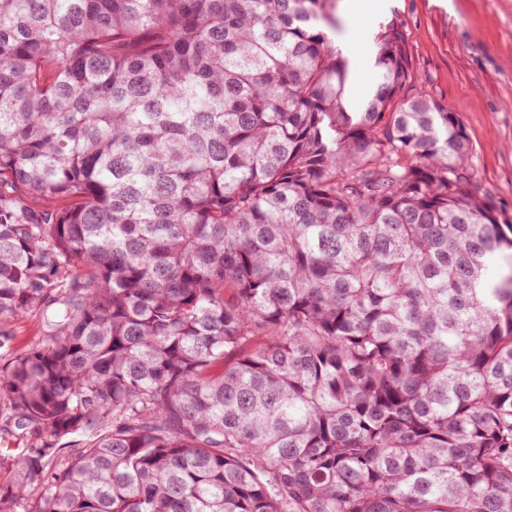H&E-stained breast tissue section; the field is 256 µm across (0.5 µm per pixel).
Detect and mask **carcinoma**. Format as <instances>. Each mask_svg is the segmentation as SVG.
<instances>
[{
    "mask_svg": "<svg viewBox=\"0 0 512 512\" xmlns=\"http://www.w3.org/2000/svg\"><path fill=\"white\" fill-rule=\"evenodd\" d=\"M327 2L0 0V512H512V217ZM13 336L8 344L0 346V364L21 350L28 349L36 344H41L43 336L41 318L33 312L19 317L8 326Z\"/></svg>",
    "mask_w": 512,
    "mask_h": 512,
    "instance_id": "1",
    "label": "carcinoma"
}]
</instances>
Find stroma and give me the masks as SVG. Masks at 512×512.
<instances>
[{
	"label": "stroma",
	"mask_w": 512,
	"mask_h": 512,
	"mask_svg": "<svg viewBox=\"0 0 512 512\" xmlns=\"http://www.w3.org/2000/svg\"><path fill=\"white\" fill-rule=\"evenodd\" d=\"M384 13L359 0H336V36L351 42L348 97L358 104L374 82V36L395 21L417 74L404 95L427 94L456 112L472 152L469 163L481 192L512 215V0H387ZM0 364L42 343L41 318L30 313L10 323Z\"/></svg>",
	"instance_id": "1"
}]
</instances>
